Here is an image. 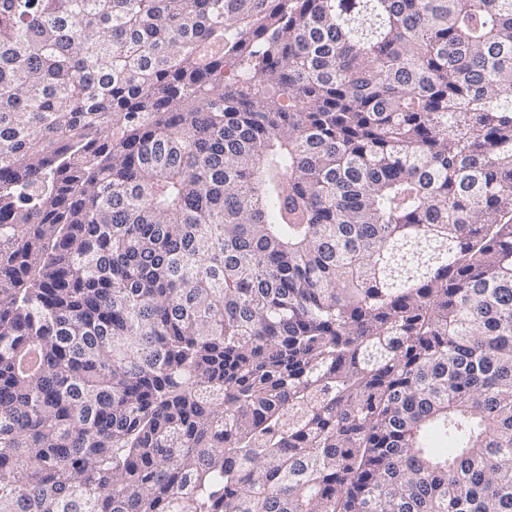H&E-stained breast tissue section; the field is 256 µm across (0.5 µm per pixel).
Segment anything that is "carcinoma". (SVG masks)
<instances>
[{
  "mask_svg": "<svg viewBox=\"0 0 512 512\" xmlns=\"http://www.w3.org/2000/svg\"><path fill=\"white\" fill-rule=\"evenodd\" d=\"M0 512H512V0H0Z\"/></svg>",
  "mask_w": 512,
  "mask_h": 512,
  "instance_id": "1",
  "label": "carcinoma"
}]
</instances>
